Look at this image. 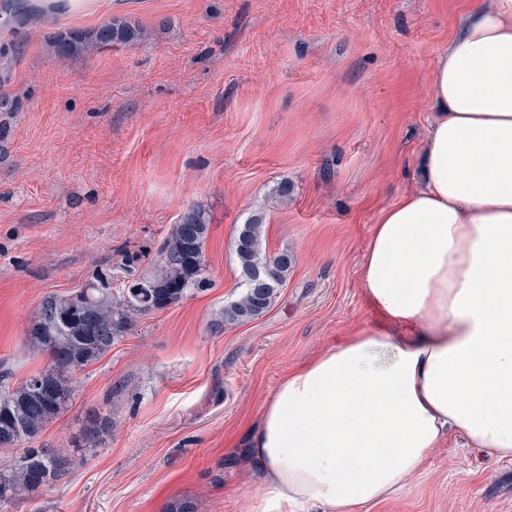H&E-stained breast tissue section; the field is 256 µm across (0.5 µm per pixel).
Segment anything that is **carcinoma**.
<instances>
[{
	"mask_svg": "<svg viewBox=\"0 0 512 512\" xmlns=\"http://www.w3.org/2000/svg\"><path fill=\"white\" fill-rule=\"evenodd\" d=\"M136 30L124 24L105 25L82 37L91 45L131 42ZM263 214L250 215L234 243V256L244 286L243 295L224 305L214 326L222 328L265 312L287 275L286 253L269 255L262 233ZM210 218L192 206L173 225L159 251L157 268L139 277L145 288L112 292L101 278L71 294H51L41 302L29 331L32 347L45 352L50 363L20 385L0 392V448H14L36 439L46 425L65 413L74 395V374L99 360L112 344L133 329L142 314L179 302L191 289L209 286L204 262ZM46 379L53 396L34 386ZM112 429V417L92 414L74 447L95 446ZM70 453L57 448H25L13 464L0 466V502H12L43 486L62 480L72 468Z\"/></svg>",
	"mask_w": 512,
	"mask_h": 512,
	"instance_id": "cac0c4a2",
	"label": "carcinoma"
}]
</instances>
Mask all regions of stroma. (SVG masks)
I'll list each match as a JSON object with an SVG mask.
<instances>
[{"instance_id":"stroma-1","label":"stroma","mask_w":512,"mask_h":512,"mask_svg":"<svg viewBox=\"0 0 512 512\" xmlns=\"http://www.w3.org/2000/svg\"><path fill=\"white\" fill-rule=\"evenodd\" d=\"M467 3L88 0L0 26L6 387L48 364L27 342L46 296L154 268L193 205L210 214L212 281L138 316L76 374L71 408L35 441L72 450L70 474L0 512H251L242 440L280 378L381 321L359 267L381 211L420 182L434 63ZM114 22L141 37L58 56V35ZM256 212L269 254L292 258L288 277L266 313L211 329L244 292L233 245ZM97 411L111 433L72 448ZM369 512H512V462L451 438Z\"/></svg>"}]
</instances>
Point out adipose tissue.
<instances>
[{"mask_svg": "<svg viewBox=\"0 0 512 512\" xmlns=\"http://www.w3.org/2000/svg\"><path fill=\"white\" fill-rule=\"evenodd\" d=\"M430 91L424 185L381 211L359 269L397 328L282 377L247 433L252 512H368L452 434L512 460V0H472Z\"/></svg>", "mask_w": 512, "mask_h": 512, "instance_id": "obj_1", "label": "adipose tissue"}]
</instances>
